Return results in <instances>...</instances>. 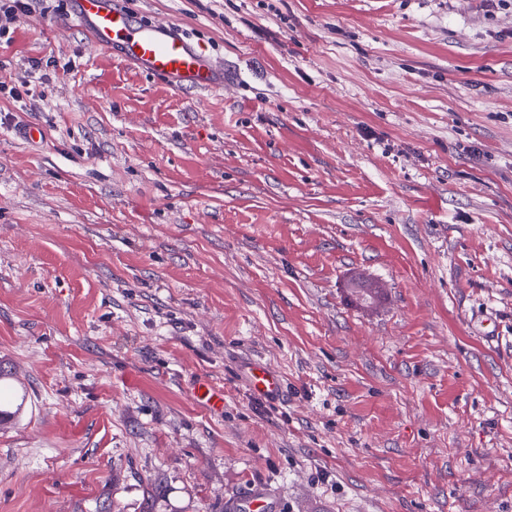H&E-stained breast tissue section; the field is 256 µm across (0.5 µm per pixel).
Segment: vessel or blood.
Returning a JSON list of instances; mask_svg holds the SVG:
<instances>
[{"instance_id":"b4317fda","label":"vessel or blood","mask_w":512,"mask_h":512,"mask_svg":"<svg viewBox=\"0 0 512 512\" xmlns=\"http://www.w3.org/2000/svg\"><path fill=\"white\" fill-rule=\"evenodd\" d=\"M73 21L89 32L102 52L120 49L123 58L139 71L154 75L176 91H217L224 87V70L185 38L173 33L170 24L142 23L113 0H77ZM254 396L277 401L284 393V380L268 362L253 360L247 365ZM191 395L216 413L224 411V392L205 379L195 381ZM275 494L263 484H253L243 494L226 501L228 512H276Z\"/></svg>"}]
</instances>
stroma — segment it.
Returning a JSON list of instances; mask_svg holds the SVG:
<instances>
[{"mask_svg": "<svg viewBox=\"0 0 512 512\" xmlns=\"http://www.w3.org/2000/svg\"><path fill=\"white\" fill-rule=\"evenodd\" d=\"M120 4L226 84L0 39V512H512V0ZM250 389L254 396L266 401H277L284 393V380L268 362L252 360L247 365ZM191 395L214 412H224V390L214 386L206 379L195 381L190 388ZM228 512H276L275 494L264 484H253L243 494L226 499Z\"/></svg>", "mask_w": 512, "mask_h": 512, "instance_id": "1", "label": "stroma"}]
</instances>
